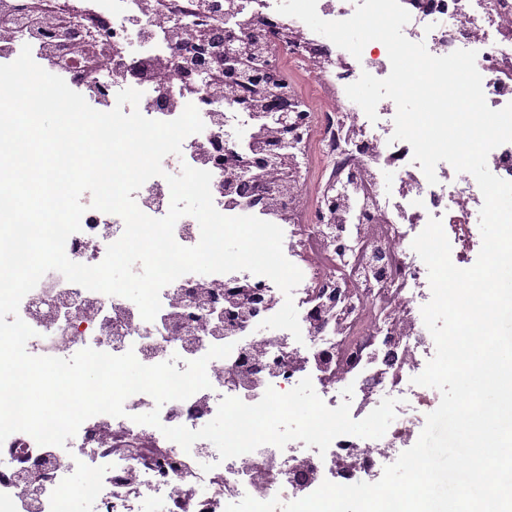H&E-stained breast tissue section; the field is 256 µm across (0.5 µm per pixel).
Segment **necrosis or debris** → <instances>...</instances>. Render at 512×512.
I'll return each mask as SVG.
<instances>
[{"label": "necrosis or debris", "mask_w": 512, "mask_h": 512, "mask_svg": "<svg viewBox=\"0 0 512 512\" xmlns=\"http://www.w3.org/2000/svg\"><path fill=\"white\" fill-rule=\"evenodd\" d=\"M17 0H0V64L15 61L30 46L37 64L60 76L95 110L107 112L127 88L140 90V113L149 119L171 121L186 105H194L203 131L188 136L181 152L162 161L164 176L146 181L134 194L139 209L153 218L164 217L171 193L167 175L183 166L209 171L215 208L226 216H260L247 198L228 194L229 152L244 150L261 118L240 112L224 102L222 85L209 82L184 90L185 63L180 54L187 26L204 20L224 25V0H51L47 12L17 11ZM279 0H249L252 26L239 30L248 40L253 25L278 18L282 27L301 34L297 48L283 56L304 63L308 70L337 89L357 81L362 73L383 79L391 71L386 46L368 43L361 57L305 31L300 19L279 15ZM411 19L404 36L425 43L435 56L476 45V67L486 102L493 109L512 103V85L500 83L495 72L502 60L512 59V33L501 30L499 16L512 13V0H400ZM396 111L392 100L378 104L382 120L362 121L356 107L312 113L303 143L318 142L334 176L356 177L349 189V207L365 205L367 219L346 216L340 224H318L299 195L283 199L284 211L271 216L283 229V249L303 273L293 292L301 333L313 342L311 350L295 347L290 333L256 335L265 319L277 313L284 295L268 277L247 271L187 274L196 292L192 304L177 296L179 282L160 292L161 309L154 321H144L134 302L121 296L90 291L69 282L57 271L47 272L21 300L18 315L35 332L28 347L36 356L69 358L84 348L119 356L134 352L139 362L157 364L179 356L187 362L205 356L215 345H232L228 357L207 365L210 388L183 401L156 406L145 393L130 396L125 416L100 414L86 420L70 438L69 454L55 446L39 445L29 434L16 432L8 442L13 455L0 456V512H68L69 496L84 499L88 512H225L226 495L259 501L275 497L298 500L314 492L325 473L335 483L350 484L352 472L371 481L377 458L412 441L416 423L404 417L389 426L374 449L367 450L351 435L335 439L325 455L285 454L264 445L240 455L236 467L225 466L210 441H196L183 450L168 440L162 427L197 430L217 414L223 398L257 403L267 388L293 389L303 378L316 381L328 406L336 404V381L324 375L326 361L346 363L345 382L358 391L362 413L377 406L380 391L413 393L411 380L423 369L432 345L421 325L420 309L431 297L428 269L418 261L409 239L430 218L443 221L453 245V262L468 268L478 235L470 214L482 206L483 195L473 176H465L456 196L443 183L429 184L413 150L404 141L391 142L388 121ZM397 172L392 190L381 188L386 170ZM125 224L116 214L88 209L80 231L69 236L67 257L77 263H100ZM349 242L338 253L336 238ZM224 294V315L209 313L213 291ZM400 299L402 318H386L387 295ZM395 355L385 363L384 349ZM159 407L161 428L148 430L135 415ZM157 446V453L136 450L140 441ZM92 456L96 468L90 480H67L74 453Z\"/></svg>", "instance_id": "4bbe7bcc"}]
</instances>
